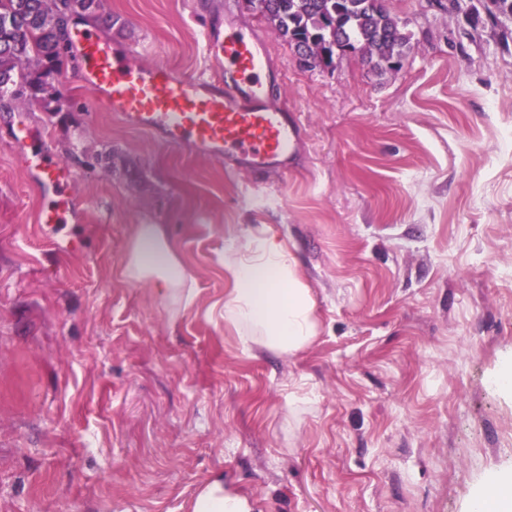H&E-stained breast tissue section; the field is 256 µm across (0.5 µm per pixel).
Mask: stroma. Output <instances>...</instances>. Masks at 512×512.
<instances>
[{
	"mask_svg": "<svg viewBox=\"0 0 512 512\" xmlns=\"http://www.w3.org/2000/svg\"><path fill=\"white\" fill-rule=\"evenodd\" d=\"M387 0L411 50L300 68L243 0H103L108 44L179 73L225 14L263 34L274 104L301 121L288 175L159 144L63 69V112L0 101V512H193L220 480L257 512H470L512 468V20L489 0ZM73 173L77 251L36 222L55 195L10 145ZM162 224L195 283L166 303L120 274ZM266 227L313 292L316 340L242 350L225 245Z\"/></svg>",
	"mask_w": 512,
	"mask_h": 512,
	"instance_id": "obj_1",
	"label": "stroma"
}]
</instances>
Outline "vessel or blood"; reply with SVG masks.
I'll list each match as a JSON object with an SVG mask.
<instances>
[{"label": "vessel or blood", "instance_id": "b4317fda", "mask_svg": "<svg viewBox=\"0 0 512 512\" xmlns=\"http://www.w3.org/2000/svg\"><path fill=\"white\" fill-rule=\"evenodd\" d=\"M201 36L206 57L223 60V78L145 66L132 49L78 33L76 51L84 83L115 118L163 145L186 146L198 155L232 161L245 171L287 172L300 126L296 113L275 106L266 93L275 71L260 31L228 14L223 27H203ZM12 142L41 183L61 194L70 172L47 157L43 136L23 129L13 134ZM39 220L52 248L65 252L73 247L64 232V209L42 211Z\"/></svg>", "mask_w": 512, "mask_h": 512}]
</instances>
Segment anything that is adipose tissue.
I'll return each mask as SVG.
<instances>
[{
    "mask_svg": "<svg viewBox=\"0 0 512 512\" xmlns=\"http://www.w3.org/2000/svg\"><path fill=\"white\" fill-rule=\"evenodd\" d=\"M224 321L245 348L294 354L318 333L314 301L285 245L259 229L224 249ZM127 280L151 285L176 303L190 299L194 283L173 252L161 224L136 225L122 265ZM472 512H512V469L493 474L478 491Z\"/></svg>",
    "mask_w": 512,
    "mask_h": 512,
    "instance_id": "ef3b65f1",
    "label": "adipose tissue"
}]
</instances>
